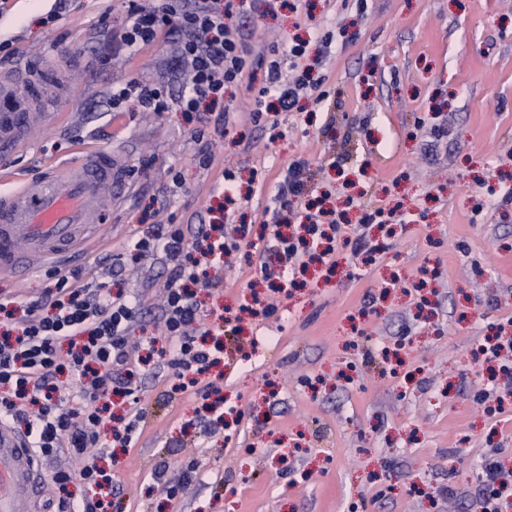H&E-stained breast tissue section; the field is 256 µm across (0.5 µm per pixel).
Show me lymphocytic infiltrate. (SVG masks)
Returning a JSON list of instances; mask_svg holds the SVG:
<instances>
[{"label":"lymphocytic infiltrate","instance_id":"1","mask_svg":"<svg viewBox=\"0 0 512 512\" xmlns=\"http://www.w3.org/2000/svg\"><path fill=\"white\" fill-rule=\"evenodd\" d=\"M244 0H162L157 7L143 8L130 0L126 18L115 37L136 54L154 44L161 35L174 36L177 53L172 67L182 77L179 92L167 84L131 79L113 86L108 109L125 111L136 103L144 112H164L170 100H177L181 112L200 117L193 132L202 143L199 163L210 166L212 156L204 145L210 133H227L233 107L224 100L229 87L239 85L253 61L240 31L230 30L226 17L240 13ZM306 45L289 41L273 49L266 63L263 81L253 96V119L267 112H290L300 99L313 95L315 104L328 97L320 80L299 70L297 61ZM303 236L284 234L280 224L270 227L268 240L276 249L288 279L281 288L296 287L298 269L317 263L333 272L341 253L359 255L367 246L362 238H339L338 219L327 218L325 210H304L298 215ZM245 224H225L219 238H212L206 226L186 233L179 224H149L135 239L132 257L136 260L163 255L171 267L164 285V328L168 347L166 364L178 382V391L198 388L202 397L220 393L221 383L204 381V374L224 353H239L245 347L239 326L224 317L226 341L214 346L197 343V336L210 333L209 314L194 298V288H211L216 281L209 271L224 259L252 246ZM54 284L24 305L22 318L0 329V420L23 430L31 447L48 455L66 450L83 460L78 472L57 471L52 479L54 512H109L112 503L107 490L111 475L97 460L100 429L112 423L114 440L130 447L143 411L114 421L111 397L121 394L135 398L139 389L140 366L144 357H133L128 335L141 310L139 298L125 290L111 291L108 283L88 286L81 269L52 271ZM78 379L82 402L65 407L60 396L61 377ZM80 482L88 496L74 499L70 484Z\"/></svg>","mask_w":512,"mask_h":512}]
</instances>
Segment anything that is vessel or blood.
Wrapping results in <instances>:
<instances>
[{
  "label": "vessel or blood",
  "mask_w": 512,
  "mask_h": 512,
  "mask_svg": "<svg viewBox=\"0 0 512 512\" xmlns=\"http://www.w3.org/2000/svg\"><path fill=\"white\" fill-rule=\"evenodd\" d=\"M47 82L39 70L0 74V145L23 140L32 115L6 105L19 94L34 97ZM118 176L110 154L86 151L65 176L48 175L36 188L0 192V274L26 277L41 265L73 253L86 229L104 223L101 197ZM38 452L12 426L0 422V512H33L44 479Z\"/></svg>",
  "instance_id": "obj_1"
}]
</instances>
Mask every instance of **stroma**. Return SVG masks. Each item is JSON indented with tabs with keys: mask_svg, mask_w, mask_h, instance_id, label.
Instances as JSON below:
<instances>
[{
	"mask_svg": "<svg viewBox=\"0 0 512 512\" xmlns=\"http://www.w3.org/2000/svg\"><path fill=\"white\" fill-rule=\"evenodd\" d=\"M52 5L11 0L0 18L17 38L0 71L37 62L52 78L41 109L57 115L30 129L11 162L34 182L82 146L111 154L125 179L106 201L109 220L67 265L110 263L113 281L141 301L133 336L166 342L170 269L158 256L130 258L144 215L211 224L225 172L241 188L238 217L257 230L279 209L278 175L299 159L335 204L361 194L402 216L389 236L350 208L341 232L376 245L370 262L340 256L329 277L309 268L275 316L246 325L258 343L224 373V399L244 414L234 430L204 433L202 398L173 392L168 367H144L147 418L134 445L100 432L112 512H475L485 461L512 472V410L484 414L479 393L504 387L472 355L490 327L512 336V204L500 203L512 189V0H368L362 11L355 0H283L235 16L256 54L331 35L322 64L299 65L325 76L337 106L257 122L252 92L236 87L235 118L211 135L207 169L177 105L106 111L112 86L133 78L178 88L166 66L172 39L131 55L112 37L127 0H68L48 24ZM173 169L185 183L177 194ZM259 276L242 263L199 297L237 309ZM367 347L397 352L401 366L363 365ZM191 459L199 475L177 497L150 478L164 461L165 481H178Z\"/></svg>",
	"mask_w": 512,
	"mask_h": 512,
	"instance_id": "1",
	"label": "stroma"
}]
</instances>
